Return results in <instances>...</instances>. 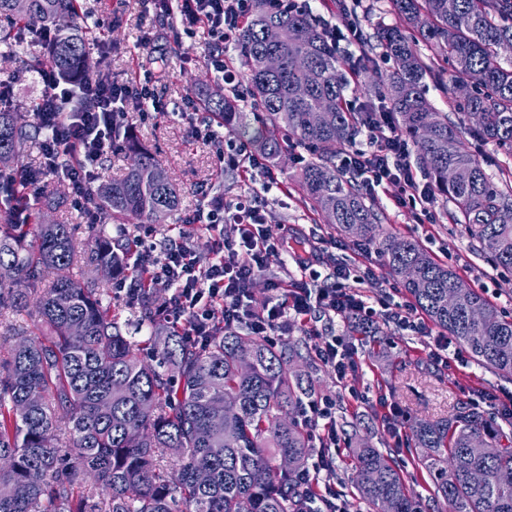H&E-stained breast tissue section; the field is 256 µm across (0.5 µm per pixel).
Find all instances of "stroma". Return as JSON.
<instances>
[{
	"mask_svg": "<svg viewBox=\"0 0 512 512\" xmlns=\"http://www.w3.org/2000/svg\"><path fill=\"white\" fill-rule=\"evenodd\" d=\"M86 13L107 17L110 26L104 32H90V62L93 71L106 73L117 82L137 79L142 75L156 77V87L168 104V112L149 120L128 114L138 144L153 153L169 180L180 194L177 211L155 225L156 237H163L168 228L183 223L205 202L206 196L233 198L253 191V183L243 181L232 169L221 168L212 148L193 139L185 121L173 110L184 98L198 94L200 84L224 94L247 93V85L231 89L203 61L204 48L198 38L186 34L180 16L158 17L148 11L144 0H84ZM106 46H99V39ZM11 84L9 105L13 111L29 114L32 100L44 92L38 79L23 75L14 56L0 53V81ZM462 141L487 173L512 170V156L491 143L474 136V120L463 119ZM300 151L289 148L277 169L285 192L274 191L264 197L265 219L270 224H296L312 237L328 240L316 269L328 274L333 262L347 264L365 272L361 286L372 300L393 303L406 300L408 294L399 286L379 252L360 254L357 244L339 237L333 226L312 209L294 186L300 172ZM61 181L49 175L43 178L36 206L47 222L72 225L77 252H84L99 230L94 215L74 210L71 203L47 208L45 198ZM373 205L381 216L384 235L417 241L436 261L448 266L465 284L481 293L503 315L512 317V270L498 267L491 254L474 250L467 232L454 220V207L445 196L435 201V223H412L406 210L397 208L390 192H379ZM374 323L376 335L353 331L342 321L318 322V335L294 332L305 354H313L321 337L338 335L362 368L354 381L339 380L332 369L314 363L312 378L316 391L336 401V431L339 438L352 435L369 436L373 445L392 450L404 464L406 484L419 493H426L427 474L417 469L403 442L408 427L418 420H435L450 415L464 403L467 392L490 395L492 403L512 400V380L497 376L478 366L468 355L450 359L448 365L434 362L430 352L434 339L410 331H402L388 321L385 310H378ZM364 392L368 400L356 402L350 388Z\"/></svg>",
	"mask_w": 512,
	"mask_h": 512,
	"instance_id": "1",
	"label": "stroma"
}]
</instances>
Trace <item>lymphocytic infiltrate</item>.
Segmentation results:
<instances>
[{
	"mask_svg": "<svg viewBox=\"0 0 512 512\" xmlns=\"http://www.w3.org/2000/svg\"><path fill=\"white\" fill-rule=\"evenodd\" d=\"M156 13H179L189 34L207 47L205 61L222 75L225 84L236 88L241 78L229 67L224 54L235 44L240 30L256 4L272 12L311 11V0H150ZM45 94L34 117L45 133L41 144L44 169L63 175L76 210L87 207L91 183L98 181L112 153L115 115L137 113L147 118L165 106L149 83H118L105 73L79 80L64 79L55 70L42 69ZM192 136L213 145L219 163L235 168L244 181L261 180V191L232 199L211 198L186 223L175 225L159 241L135 235L136 277L118 279L116 293L126 301H146L158 291L169 292L157 313L187 340L199 342L224 329L244 327L269 342L301 331L316 334V316L342 319L369 326L375 309L354 284L349 266L332 267L326 285L311 283L307 270L318 259L317 247L309 236L293 224L266 223L262 193L280 187L281 182L253 139L223 133L219 124L199 118L197 112L184 115ZM364 142L353 144L341 158L342 168L353 175L364 194L393 186L395 204L406 209L413 223H432L435 192L419 181L410 163L408 141L397 130L390 111L372 109L363 126ZM233 233H226L225 225ZM212 241L207 256L195 249L198 233ZM162 251L163 261H155L153 251ZM291 260L295 273L270 281L271 296L262 308L252 304L250 285L269 267L271 258ZM389 317L396 327L434 338L432 357L447 362L453 346L443 333L433 334L423 312L412 302L397 303ZM335 401L326 395H311L301 415L317 450V459L303 471L301 481L309 499V512H344L339 498L323 486V474L332 473L338 445Z\"/></svg>",
	"mask_w": 512,
	"mask_h": 512,
	"instance_id": "f902f5d3",
	"label": "lymphocytic infiltrate"
}]
</instances>
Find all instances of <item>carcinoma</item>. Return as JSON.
<instances>
[{
    "mask_svg": "<svg viewBox=\"0 0 512 512\" xmlns=\"http://www.w3.org/2000/svg\"><path fill=\"white\" fill-rule=\"evenodd\" d=\"M390 6L431 54L400 28L380 27L374 42L363 43L358 66L376 70L379 54L395 61L374 83L384 106L417 147L436 190L453 204L457 223L497 265L512 270V184L489 175L464 149L461 124L426 99L431 81L450 95L456 113L481 114L475 135L512 154V61L500 56L501 45H512V0H390ZM62 16L68 33L20 67L88 74L76 0H0V19L11 22L0 26V45L16 57L19 28L36 19L56 29ZM271 27L281 30L275 44L266 39ZM235 52L261 108L258 130L233 96L203 94L208 109L230 131L253 135L274 166L288 140L312 147L299 175L304 195L339 231L378 238L379 214L353 179L336 170V145L352 143L366 113L348 108L349 83L323 29L306 12L272 13L257 0ZM271 54L280 58L275 72L265 65ZM440 59L448 68L436 66ZM324 109L329 121L313 122ZM43 135L20 113L0 110V169L14 168L21 148ZM116 147L131 155V164L122 178L90 192L101 231L84 259L68 224L40 223L35 241L27 242L26 225L13 223L21 182L0 190V325L33 300L44 326L0 360V512H301L297 475L311 442L294 413L313 387L311 375L297 369V347L272 346L238 329L193 344L154 322L141 305L153 348L146 360L100 290L117 266L136 272L129 239L107 225L155 224L180 204L171 182L155 180L158 164L149 152L126 138ZM450 168L459 170L453 183ZM381 256L434 325L482 368L512 376V318L499 316L414 240L386 238ZM408 267L418 280L403 278ZM473 306L487 319H471ZM216 415L224 416V428H213ZM505 422L507 432L494 413L463 403L447 419L411 426L407 445L419 449L418 464L448 512H512V418ZM475 441L485 444L483 454L472 453ZM351 453L361 499L379 512H424L395 457L365 437ZM170 456L178 466L174 479L163 465ZM283 458L291 462L286 470L279 467ZM475 470L485 476L480 486L470 479Z\"/></svg>",
    "mask_w": 512,
    "mask_h": 512,
    "instance_id": "1",
    "label": "carcinoma"
}]
</instances>
